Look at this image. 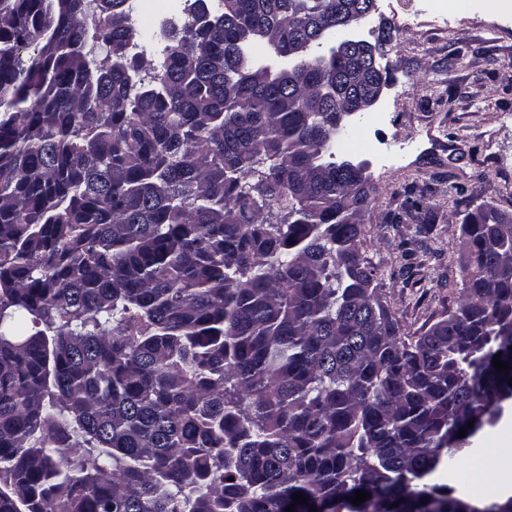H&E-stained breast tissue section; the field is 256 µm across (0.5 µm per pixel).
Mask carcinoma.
<instances>
[{
    "instance_id": "obj_1",
    "label": "carcinoma",
    "mask_w": 512,
    "mask_h": 512,
    "mask_svg": "<svg viewBox=\"0 0 512 512\" xmlns=\"http://www.w3.org/2000/svg\"><path fill=\"white\" fill-rule=\"evenodd\" d=\"M188 2L157 68L129 0H0V512H512L448 482L512 399V218L401 334L336 159L358 63L245 54L370 0Z\"/></svg>"
}]
</instances>
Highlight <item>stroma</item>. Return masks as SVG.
<instances>
[{
    "label": "stroma",
    "mask_w": 512,
    "mask_h": 512,
    "mask_svg": "<svg viewBox=\"0 0 512 512\" xmlns=\"http://www.w3.org/2000/svg\"><path fill=\"white\" fill-rule=\"evenodd\" d=\"M364 29L395 28L391 82L375 110L358 113L336 154L365 162L372 186L361 229L379 293L403 334L415 336L454 306L465 216L478 204L512 214V0H482L465 19L436 23L429 0H377ZM421 205L405 210L406 190ZM512 449V406L474 439L457 482L472 499L496 501L512 472L467 474L490 448Z\"/></svg>",
    "instance_id": "obj_1"
}]
</instances>
